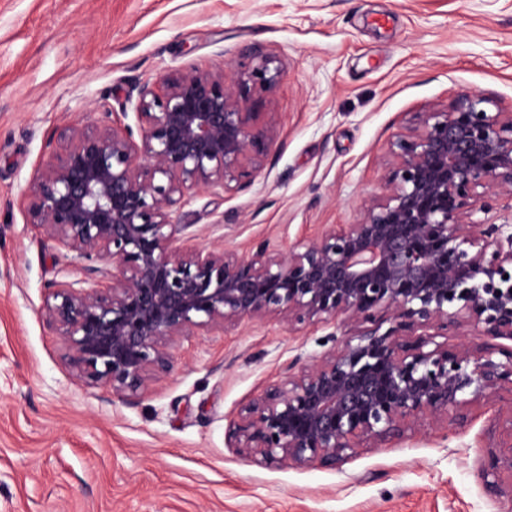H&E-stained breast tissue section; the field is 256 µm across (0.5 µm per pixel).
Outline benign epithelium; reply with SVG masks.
I'll return each instance as SVG.
<instances>
[{
  "instance_id": "1",
  "label": "benign epithelium",
  "mask_w": 512,
  "mask_h": 512,
  "mask_svg": "<svg viewBox=\"0 0 512 512\" xmlns=\"http://www.w3.org/2000/svg\"><path fill=\"white\" fill-rule=\"evenodd\" d=\"M280 70L165 74L133 104L136 126L65 127L33 178L27 221L87 261L47 315L80 380L130 398L172 369L174 341L243 320L333 326V348L298 354L243 404L229 444L260 464L336 466L407 431L464 427L512 394V347L437 341L478 329L512 341V221H477L512 197V112L476 95L426 112L388 146L382 191L354 224H325L278 252L195 243L175 214L190 190L226 192L259 169L275 126L254 111ZM389 324L382 329L383 324ZM488 486L512 481V411L498 418Z\"/></svg>"
}]
</instances>
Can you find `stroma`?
I'll return each mask as SVG.
<instances>
[{"label":"stroma","mask_w":512,"mask_h":512,"mask_svg":"<svg viewBox=\"0 0 512 512\" xmlns=\"http://www.w3.org/2000/svg\"><path fill=\"white\" fill-rule=\"evenodd\" d=\"M281 70L259 111L277 136L233 191L193 193L200 245L285 250L351 224L380 192L392 134L479 93L512 112V0H0V512H507L476 477L512 397L439 433L336 468L261 466L225 444L239 405L327 333L245 320L172 346L171 373L130 400L76 379L44 307L83 259L26 222L57 133L166 73L261 57Z\"/></svg>","instance_id":"1"}]
</instances>
